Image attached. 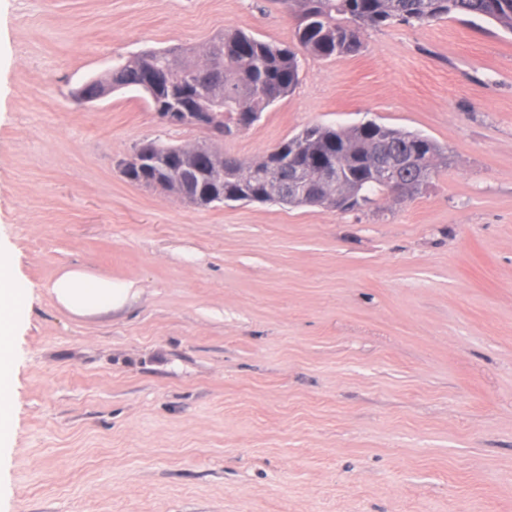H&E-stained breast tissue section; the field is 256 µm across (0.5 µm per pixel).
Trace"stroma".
<instances>
[{
    "mask_svg": "<svg viewBox=\"0 0 512 512\" xmlns=\"http://www.w3.org/2000/svg\"><path fill=\"white\" fill-rule=\"evenodd\" d=\"M245 29L276 0H0V237L35 302L19 336L0 512H512V34L454 17L306 58L225 156L312 124L433 138L429 188L359 209L200 208L128 182L141 93L82 103L147 49ZM131 283L79 317L69 270Z\"/></svg>",
    "mask_w": 512,
    "mask_h": 512,
    "instance_id": "stroma-1",
    "label": "stroma"
}]
</instances>
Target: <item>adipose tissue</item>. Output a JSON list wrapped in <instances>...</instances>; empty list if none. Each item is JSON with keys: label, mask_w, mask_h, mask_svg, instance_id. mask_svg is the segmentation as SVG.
<instances>
[{"label": "adipose tissue", "mask_w": 512, "mask_h": 512, "mask_svg": "<svg viewBox=\"0 0 512 512\" xmlns=\"http://www.w3.org/2000/svg\"><path fill=\"white\" fill-rule=\"evenodd\" d=\"M11 245L0 239V448L14 443V395L18 387L16 338L29 321L34 293L10 258ZM56 301L77 316H92L123 306L134 290L83 270H69L51 287Z\"/></svg>", "instance_id": "obj_1"}]
</instances>
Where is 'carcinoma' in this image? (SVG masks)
<instances>
[{
	"label": "carcinoma",
	"mask_w": 512,
	"mask_h": 512,
	"mask_svg": "<svg viewBox=\"0 0 512 512\" xmlns=\"http://www.w3.org/2000/svg\"><path fill=\"white\" fill-rule=\"evenodd\" d=\"M296 19L294 43L277 44L244 30L221 32L199 49L175 47L147 50L88 80L74 91L89 97L108 90L142 91L154 112H160L174 94L177 75L191 79L186 103L206 100L224 113L231 126L239 112L262 115L298 85L301 57L319 59L354 56L365 49V32L392 22L428 24L458 15L485 18L512 33V0H280ZM302 159L316 169L332 163L344 174L342 193L367 205L378 196L411 198L425 188L417 183L421 170L436 172L445 150L435 140L413 132L370 122L336 128L313 124L303 129ZM413 152L417 164L403 169L400 153ZM395 170L390 181L373 172L380 155ZM188 185H206L213 160L187 154L177 160ZM251 164L224 158V202H266L295 206L288 198V163L270 178L249 175Z\"/></svg>",
	"instance_id": "carcinoma-1"
}]
</instances>
